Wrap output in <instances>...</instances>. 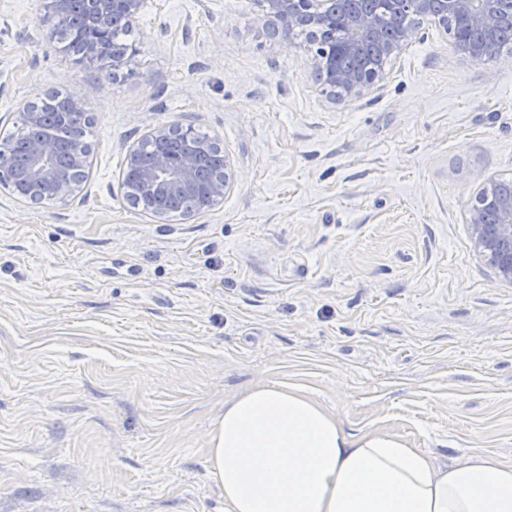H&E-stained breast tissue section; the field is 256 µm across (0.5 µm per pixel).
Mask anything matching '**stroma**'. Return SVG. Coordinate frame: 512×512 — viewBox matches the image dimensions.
<instances>
[{"label":"stroma","mask_w":512,"mask_h":512,"mask_svg":"<svg viewBox=\"0 0 512 512\" xmlns=\"http://www.w3.org/2000/svg\"><path fill=\"white\" fill-rule=\"evenodd\" d=\"M43 14L0 0V137L59 90L91 165L66 205L0 187V512H224L212 434L257 383L441 463H512V284L464 213L512 177V50L476 63L427 24L334 102L256 0H144L117 71ZM173 124L216 136L234 183L159 224L121 179Z\"/></svg>","instance_id":"1"}]
</instances>
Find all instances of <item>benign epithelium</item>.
Segmentation results:
<instances>
[{"label": "benign epithelium", "instance_id": "benign-epithelium-1", "mask_svg": "<svg viewBox=\"0 0 512 512\" xmlns=\"http://www.w3.org/2000/svg\"><path fill=\"white\" fill-rule=\"evenodd\" d=\"M72 0H44V21L59 25L67 18ZM97 25L105 29L112 18L121 15L135 19L143 0H89ZM364 0H257L263 17L269 26L286 31L294 28L303 15H308L307 25L315 37L331 23H340L348 29V35L336 43V50H315L314 70L320 79L340 94H329L331 100L360 97L365 90L377 83L383 70L351 72L336 67V57L352 55L368 42L380 45L385 59H395L420 38V24L427 22L452 33L454 23L460 21L471 29L483 32L486 38L477 41L456 42L454 47L473 62H490L497 50L493 36L503 30H512V0H387L389 12L412 17L416 23L403 30L396 38L386 41L381 31L382 20L376 13L363 7ZM108 55L102 42H93L81 57L86 63H98ZM183 125L162 127L152 131L148 139L158 149L149 167L139 166L137 148L127 154V168L135 169L137 184L150 197H165L171 193L198 198L196 213L205 212L224 200V194L233 184V172L229 157H224L221 175L212 177L205 192H200L201 173L196 155L186 153L171 157L164 148ZM56 145L49 139H39L27 147L23 168L14 166L11 156L0 152V185L10 188L18 182L23 191L16 198L26 203L45 200L66 204L80 189L81 181L65 177L57 168ZM88 149L76 145L69 154L70 170L83 169ZM466 223L480 247L483 257L495 269L497 276L512 283V193L494 199L479 192L467 205Z\"/></svg>", "mask_w": 512, "mask_h": 512}]
</instances>
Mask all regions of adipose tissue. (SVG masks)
<instances>
[{
	"instance_id": "adipose-tissue-1",
	"label": "adipose tissue",
	"mask_w": 512,
	"mask_h": 512,
	"mask_svg": "<svg viewBox=\"0 0 512 512\" xmlns=\"http://www.w3.org/2000/svg\"><path fill=\"white\" fill-rule=\"evenodd\" d=\"M207 462L224 512H512V464L497 456L440 464L268 384L225 400Z\"/></svg>"
}]
</instances>
